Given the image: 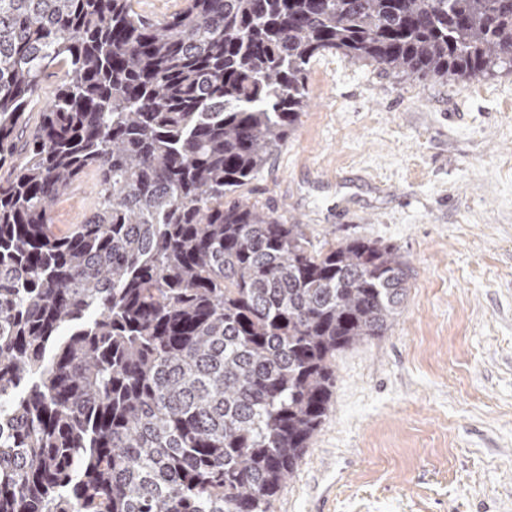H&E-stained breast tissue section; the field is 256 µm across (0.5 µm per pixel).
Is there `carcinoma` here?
Instances as JSON below:
<instances>
[{"instance_id": "cac0c4a2", "label": "carcinoma", "mask_w": 512, "mask_h": 512, "mask_svg": "<svg viewBox=\"0 0 512 512\" xmlns=\"http://www.w3.org/2000/svg\"><path fill=\"white\" fill-rule=\"evenodd\" d=\"M136 4L0 0V512H271L336 353L409 288L394 247L317 249L242 194L309 107L307 67L512 68V0ZM86 177L94 208L54 230ZM183 0H139L140 11L148 18L161 19L181 7Z\"/></svg>"}]
</instances>
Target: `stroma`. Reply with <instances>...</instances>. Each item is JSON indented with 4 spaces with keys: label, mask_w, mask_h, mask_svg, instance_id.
Wrapping results in <instances>:
<instances>
[{
    "label": "stroma",
    "mask_w": 512,
    "mask_h": 512,
    "mask_svg": "<svg viewBox=\"0 0 512 512\" xmlns=\"http://www.w3.org/2000/svg\"><path fill=\"white\" fill-rule=\"evenodd\" d=\"M306 82L245 195L314 245L394 246L412 278L392 328L337 354L272 512H512V69L443 82L328 55Z\"/></svg>",
    "instance_id": "1"
}]
</instances>
